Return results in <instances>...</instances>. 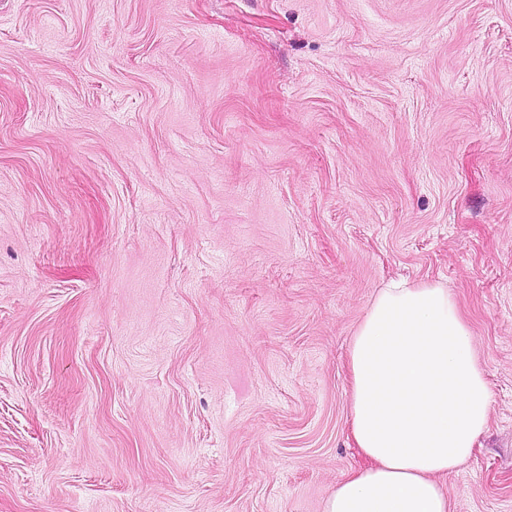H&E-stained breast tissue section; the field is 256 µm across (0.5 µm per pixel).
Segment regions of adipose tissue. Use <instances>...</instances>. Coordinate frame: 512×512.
<instances>
[{"label": "adipose tissue", "mask_w": 512, "mask_h": 512, "mask_svg": "<svg viewBox=\"0 0 512 512\" xmlns=\"http://www.w3.org/2000/svg\"><path fill=\"white\" fill-rule=\"evenodd\" d=\"M351 434L365 460L324 512H450L442 483L472 458L491 391L474 334L438 282L377 289L348 351Z\"/></svg>", "instance_id": "ef3b65f1"}]
</instances>
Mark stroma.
Returning a JSON list of instances; mask_svg holds the SVG:
<instances>
[{"label":"stroma","instance_id":"1","mask_svg":"<svg viewBox=\"0 0 512 512\" xmlns=\"http://www.w3.org/2000/svg\"><path fill=\"white\" fill-rule=\"evenodd\" d=\"M437 281L512 512V0H0V512H323L374 293Z\"/></svg>","mask_w":512,"mask_h":512}]
</instances>
